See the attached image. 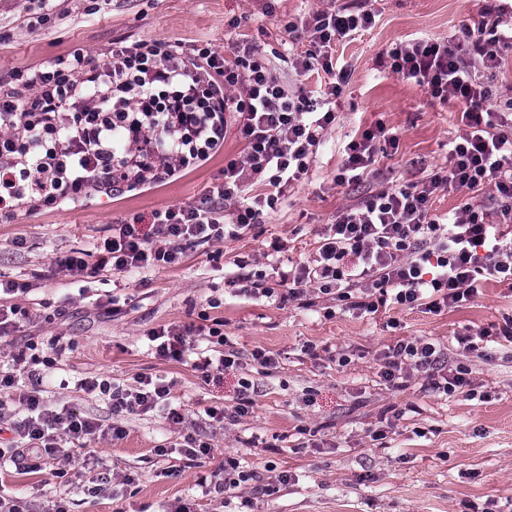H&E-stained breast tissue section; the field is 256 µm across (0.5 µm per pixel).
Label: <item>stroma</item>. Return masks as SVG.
<instances>
[{
    "instance_id": "obj_1",
    "label": "stroma",
    "mask_w": 512,
    "mask_h": 512,
    "mask_svg": "<svg viewBox=\"0 0 512 512\" xmlns=\"http://www.w3.org/2000/svg\"><path fill=\"white\" fill-rule=\"evenodd\" d=\"M489 0H63L62 16H44L37 0H0V80L18 69L73 50L102 57L113 41L161 39L208 42L219 50L243 42L260 48L280 80L324 97L331 83L321 71L296 74L304 41L289 42L290 23L343 6L371 10L370 28L335 40L332 59L348 79L336 99L337 117L323 133L309 168L264 208L239 237L189 248L169 268L130 271L74 282L54 258L92 249L110 224L134 216L201 203L243 145L228 126L224 150L178 178L121 196L99 194L55 208L23 205L0 220V279L31 283L18 302L30 311L0 338V369L17 391L39 390L50 409L62 407L110 427L112 401L88 393L100 379L129 389L141 377L172 381L166 409L122 417V439L91 443L89 451L45 457L40 471L0 466V495L22 512H512V344H488L484 355L463 352L457 336L512 319V284L491 278L474 301L430 314L392 306L358 316L316 299L314 306L281 304L278 297L240 293V270L260 273L277 287L289 271L315 255L338 210L361 204L388 187L421 181L448 162L461 135L455 104L431 98L419 85L383 70L378 60L396 43L444 39L463 27L497 23L512 32V6L500 20L486 15ZM396 132L397 147L378 151L366 182L337 184L344 146L374 123ZM279 242L273 250L271 242ZM118 298L119 312L109 299ZM221 323L239 368L205 380L190 360L157 356L148 333L170 326ZM62 349H54V339ZM399 339H425L448 354L449 368L465 366L471 391L445 394L412 373L399 388L379 375V354ZM30 348L23 364L13 354ZM275 359L264 367L252 352ZM350 356L336 364L337 350ZM248 380L253 408L234 419L239 383ZM223 409L224 422L208 415ZM398 429L378 440L381 418ZM210 444L198 466L185 465L186 438ZM233 455L254 480L215 491L198 478ZM106 492L90 496L87 486Z\"/></svg>"
}]
</instances>
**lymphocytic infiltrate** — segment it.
I'll list each match as a JSON object with an SVG mask.
<instances>
[{
  "mask_svg": "<svg viewBox=\"0 0 512 512\" xmlns=\"http://www.w3.org/2000/svg\"><path fill=\"white\" fill-rule=\"evenodd\" d=\"M373 22V14L359 8L318 12L290 25V38L309 44L300 69L335 75L330 93L340 95L347 73L334 70L331 44ZM509 46L512 35L485 39L469 27L449 40L395 44L384 67L432 98L461 107L465 130L447 166L339 210L316 254L281 274L286 293L256 281L246 282L243 292L300 302L313 289L358 315L390 304L438 314L476 298L484 277L512 282V120L495 108L492 87L482 77L500 68L501 50ZM335 120V110L317 111L303 88L284 84L256 49L237 42L225 55L157 39L113 43L101 59L77 50L0 82V213L158 185L221 150L227 124H235L244 152L227 162L223 182L204 202L156 212L147 233L137 224H113L93 249L54 261L76 279L176 265L186 245L233 238L255 223L265 200L243 202L246 185L285 194L307 172L310 155ZM381 137L397 141L379 125L346 145L337 183L368 176ZM484 188L490 191L487 203L465 206L449 219L431 210L438 192ZM381 361L380 375L392 387L415 370L447 394L468 384L464 369L446 372L444 352L428 341L397 340ZM84 387L111 395L118 417L166 405L171 392L161 378L142 379L124 393L104 381ZM18 400L27 414L11 430L23 444L0 448V460L26 459L33 471L43 454L56 451L57 437L86 448L105 434L124 435L120 425L108 430L74 411L47 409L34 391Z\"/></svg>",
  "mask_w": 512,
  "mask_h": 512,
  "instance_id": "obj_1",
  "label": "lymphocytic infiltrate"
}]
</instances>
